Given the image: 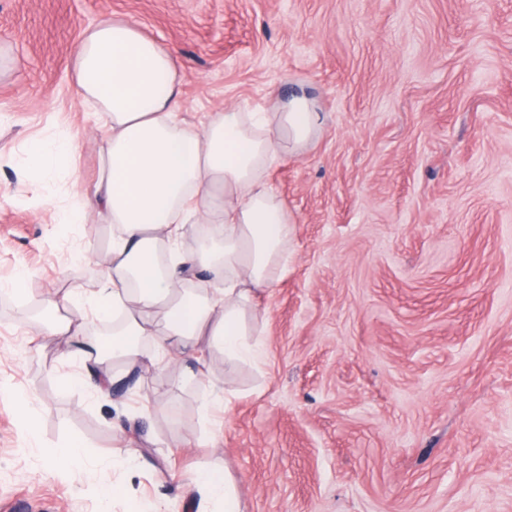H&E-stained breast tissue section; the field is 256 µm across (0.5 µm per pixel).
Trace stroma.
<instances>
[{
	"instance_id": "obj_1",
	"label": "stroma",
	"mask_w": 512,
	"mask_h": 512,
	"mask_svg": "<svg viewBox=\"0 0 512 512\" xmlns=\"http://www.w3.org/2000/svg\"><path fill=\"white\" fill-rule=\"evenodd\" d=\"M109 18L172 50L195 126L302 84L326 123L267 173L292 224L250 322L259 363L207 349L187 386L169 355L166 386L145 370L104 399L66 339L0 305V512H124L106 477L198 512L185 478L215 467L240 512H512V0H0V283L26 272L39 299L107 265L111 225L62 235L57 212L94 189L105 116L71 55ZM62 130L72 160L15 193L14 158ZM209 386L227 406L207 421ZM69 441L88 454L52 456Z\"/></svg>"
}]
</instances>
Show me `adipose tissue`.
<instances>
[{
	"mask_svg": "<svg viewBox=\"0 0 512 512\" xmlns=\"http://www.w3.org/2000/svg\"><path fill=\"white\" fill-rule=\"evenodd\" d=\"M72 64L83 100L107 113L108 123L94 191L61 221L97 218L114 232L105 272L47 304L76 312L88 301L100 321L109 322L115 310L122 319L111 337L92 343L82 340L83 324L69 320L51 326L50 335L76 343V357L96 374L98 395L172 351L194 360L215 346L228 360H258L247 309L255 290L284 272L290 235V218L265 175L271 162L318 136L324 118L315 100L302 89L276 112L227 107L202 127L187 126L177 119L181 72L174 54L125 19L87 30ZM74 148L67 135L31 141L17 170L51 176ZM190 224L210 225L212 237L184 252L179 243ZM188 483L203 502L239 512L229 472L199 471Z\"/></svg>",
	"mask_w": 512,
	"mask_h": 512,
	"instance_id": "ef3b65f1",
	"label": "adipose tissue"
}]
</instances>
